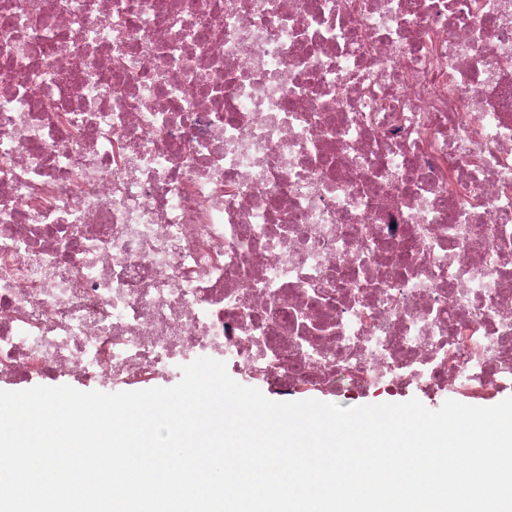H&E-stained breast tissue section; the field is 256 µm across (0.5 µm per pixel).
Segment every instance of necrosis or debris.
Masks as SVG:
<instances>
[{
    "label": "necrosis or debris",
    "mask_w": 512,
    "mask_h": 512,
    "mask_svg": "<svg viewBox=\"0 0 512 512\" xmlns=\"http://www.w3.org/2000/svg\"><path fill=\"white\" fill-rule=\"evenodd\" d=\"M512 390V0H0V379Z\"/></svg>",
    "instance_id": "obj_1"
}]
</instances>
